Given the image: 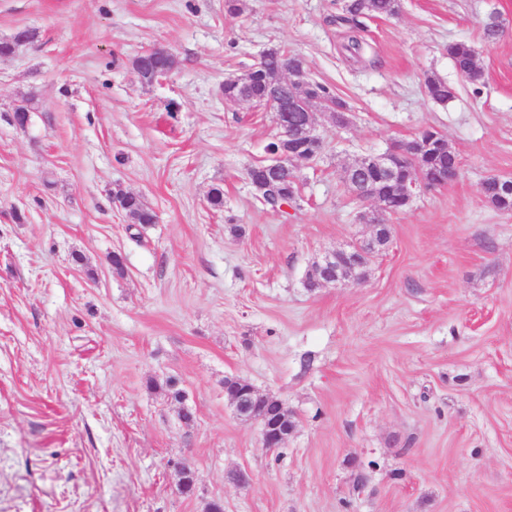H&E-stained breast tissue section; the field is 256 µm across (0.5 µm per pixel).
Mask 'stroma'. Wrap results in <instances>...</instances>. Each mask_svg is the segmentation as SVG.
Masks as SVG:
<instances>
[{"label": "stroma", "instance_id": "35a3bbf8", "mask_svg": "<svg viewBox=\"0 0 512 512\" xmlns=\"http://www.w3.org/2000/svg\"><path fill=\"white\" fill-rule=\"evenodd\" d=\"M246 5L0 0V38L36 34L0 61V512H512V213L480 194L512 178V0H401L366 20L357 55L342 0ZM454 41L481 82L456 71ZM158 45L178 66L142 84L132 60ZM273 46L350 107L320 126L325 151L283 213L247 179L271 112L224 106L225 76ZM429 76L454 98L430 100ZM26 95L42 109L21 129ZM429 127L458 178L389 216L362 284L308 290L323 252L368 235L343 168ZM119 186L156 223H130ZM229 376L293 413L284 447L237 418Z\"/></svg>", "mask_w": 512, "mask_h": 512}]
</instances>
